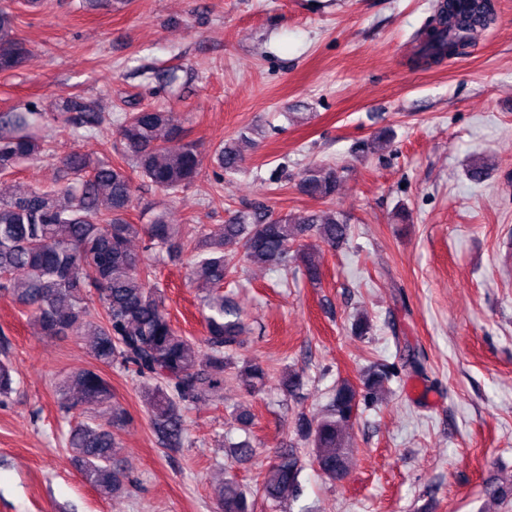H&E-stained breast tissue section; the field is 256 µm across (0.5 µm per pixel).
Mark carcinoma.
Here are the masks:
<instances>
[{
    "mask_svg": "<svg viewBox=\"0 0 512 512\" xmlns=\"http://www.w3.org/2000/svg\"><path fill=\"white\" fill-rule=\"evenodd\" d=\"M14 14L0 6V72L14 71L26 61L28 49L17 37ZM493 21L491 0H441L431 38L421 43L418 60L442 61L459 54L480 30ZM43 112L0 114V179L12 175L29 160L49 156L47 141L36 129ZM54 119L69 127L92 129L101 115L77 97L62 100ZM117 152L121 163L100 162L92 154L73 150L56 157L65 183L54 189L28 188L0 198V293L27 309L30 322L42 336L75 335L88 342L93 358L102 365L133 366L149 383L142 395L150 420L162 441L176 448L183 437L179 401L222 398L224 369L234 364L243 331L237 308L224 301V280L236 277L243 264L288 272L303 263L309 280H320L309 262L307 245L314 238L335 249L345 244L352 225L330 213L279 215L269 209L244 208L212 234H196L185 224H171L156 216L148 224L127 218L134 194L133 176L168 194L192 185L200 175L196 145L184 139L171 113L147 107L121 118ZM253 145L246 135L219 146L215 158L226 174L241 170L244 148ZM340 181L336 166L307 168L300 179L304 194L318 199L334 195ZM143 236L145 248L167 256L189 254L191 282L203 286L201 315L205 336L197 345L173 325L163 294L150 283L151 260L131 249ZM397 370L377 362L361 372L358 382H339L322 416H300L299 440L313 448L310 462L331 480L349 470L352 448L345 430L358 414L359 404L373 405ZM244 388L259 392L267 372L255 360L238 368ZM172 387L178 398L167 393ZM14 391L12 368L0 361V397ZM58 391L67 408L86 413L89 405H106L110 416L100 421L89 416L72 428L68 447L83 478L103 498L122 492L124 472L114 461L117 431L127 422L123 407L113 401L106 378L92 369L69 375ZM303 463L294 448L275 452L260 473L256 490L244 489L232 476L218 490L220 512H254L259 496L277 507L299 495Z\"/></svg>",
    "mask_w": 512,
    "mask_h": 512,
    "instance_id": "cac0c4a2",
    "label": "carcinoma"
}]
</instances>
